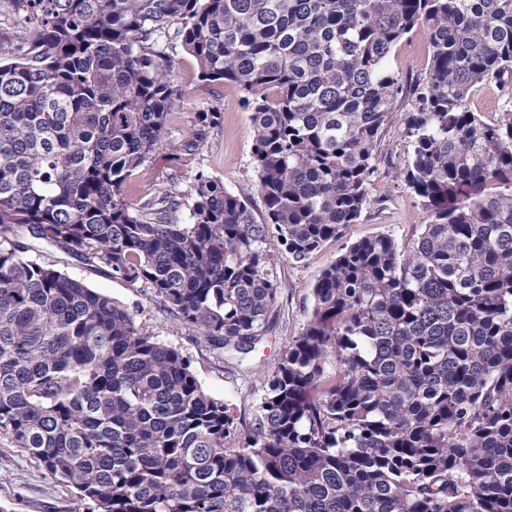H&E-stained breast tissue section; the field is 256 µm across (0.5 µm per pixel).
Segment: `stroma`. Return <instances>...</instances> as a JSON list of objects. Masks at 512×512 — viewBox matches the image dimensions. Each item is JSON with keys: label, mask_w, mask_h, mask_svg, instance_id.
I'll use <instances>...</instances> for the list:
<instances>
[{"label": "stroma", "mask_w": 512, "mask_h": 512, "mask_svg": "<svg viewBox=\"0 0 512 512\" xmlns=\"http://www.w3.org/2000/svg\"><path fill=\"white\" fill-rule=\"evenodd\" d=\"M169 60L180 97L170 117L169 145L136 171L125 186L126 200L133 205L141 197L174 184L188 189L196 171L203 169L223 180L228 190L249 191L252 213L255 219H263L264 203L255 190L257 176L251 159L254 128L243 107L242 92L232 82L209 85L201 81L196 60L182 50L170 51ZM391 64L403 81L424 75L430 64L426 35L418 31L403 39L393 51ZM410 109L409 98L398 100L378 140V170L370 189L371 203L359 223L347 225L342 235L325 243L305 262L295 263L276 255V274L282 284L278 322L245 359L217 358L194 333L175 326L149 294L113 279L105 266H88L43 241L32 239L28 245L41 260L128 307L158 341L189 357L194 375L208 394L231 404L237 419L250 420L263 395L259 377L274 367L284 341L302 331L313 303L312 288L322 271L352 243L364 238L386 235L399 248H406L428 223V210L400 174L409 153L403 129ZM206 111L222 113L221 124L206 130L199 147L187 159L172 160V153L178 152L184 142L185 132L194 126L196 114ZM88 508L75 489L50 477L35 460L18 451L8 435L0 434V512H88Z\"/></svg>", "instance_id": "35a3bbf8"}]
</instances>
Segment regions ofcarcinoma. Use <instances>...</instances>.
Instances as JSON below:
<instances>
[{"instance_id":"1","label":"carcinoma","mask_w":512,"mask_h":512,"mask_svg":"<svg viewBox=\"0 0 512 512\" xmlns=\"http://www.w3.org/2000/svg\"><path fill=\"white\" fill-rule=\"evenodd\" d=\"M431 64L404 84L414 31ZM169 42L233 82L265 216L204 170L130 205L178 101ZM0 432L94 512H512V0H0ZM406 248L351 244L249 424L111 296L22 235L150 293L216 357L272 330L270 246L302 263L370 204L398 98ZM200 112L183 150L216 126ZM334 369H328V365ZM430 53L426 35L416 31L397 45L391 56V64L404 83L412 82L428 70ZM500 101L495 85L483 84L476 88L470 98V106L474 112H481L488 121H493L500 109Z\"/></svg>"}]
</instances>
